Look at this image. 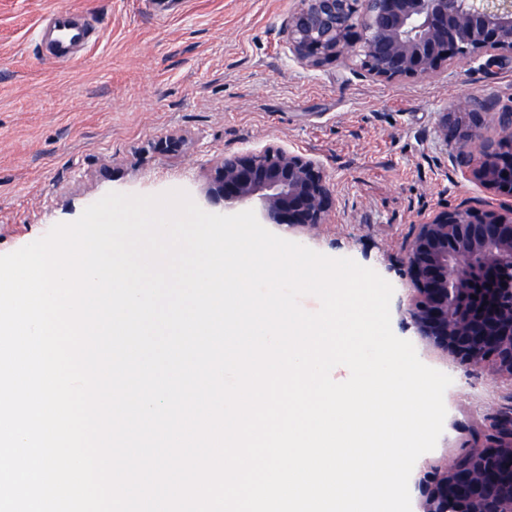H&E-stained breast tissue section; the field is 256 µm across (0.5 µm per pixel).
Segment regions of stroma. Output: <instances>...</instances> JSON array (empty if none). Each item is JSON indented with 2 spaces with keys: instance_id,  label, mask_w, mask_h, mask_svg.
Listing matches in <instances>:
<instances>
[{
  "instance_id": "stroma-1",
  "label": "stroma",
  "mask_w": 512,
  "mask_h": 512,
  "mask_svg": "<svg viewBox=\"0 0 512 512\" xmlns=\"http://www.w3.org/2000/svg\"><path fill=\"white\" fill-rule=\"evenodd\" d=\"M296 0H0V252L70 223L115 191H186L207 212L214 161L275 145L318 159L336 205L289 240L372 268L394 288L391 325L422 362L452 377L444 430L428 459L479 445L512 387L418 340L405 314L407 245L444 205L498 203L453 168L440 115L486 99L512 103V61L465 59L432 79L376 82L356 66L311 69L279 34ZM99 29L87 51L56 64L35 45L58 6ZM179 145L167 150L161 141Z\"/></svg>"
}]
</instances>
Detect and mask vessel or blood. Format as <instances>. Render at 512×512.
<instances>
[{"label":"vessel or blood","mask_w":512,"mask_h":512,"mask_svg":"<svg viewBox=\"0 0 512 512\" xmlns=\"http://www.w3.org/2000/svg\"><path fill=\"white\" fill-rule=\"evenodd\" d=\"M40 36L45 56L65 63L96 41L97 32L85 18L57 9L43 19Z\"/></svg>","instance_id":"vessel-or-blood-1"}]
</instances>
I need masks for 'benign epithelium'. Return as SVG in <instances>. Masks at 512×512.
Returning <instances> with one entry per match:
<instances>
[{
	"mask_svg": "<svg viewBox=\"0 0 512 512\" xmlns=\"http://www.w3.org/2000/svg\"><path fill=\"white\" fill-rule=\"evenodd\" d=\"M302 65L356 62L374 81L426 79L463 59L512 57V0H297L281 30ZM487 113L474 104L444 113L443 138L479 154L460 160L463 175L512 197V105L498 113L499 134L483 136ZM209 198L224 207L258 202L268 224L306 231L335 204L322 163L284 148L226 155L213 169ZM407 315L419 337L463 367L512 379V204L462 202L416 224L407 249ZM494 284L480 303L474 284ZM420 512H512V412L489 419L485 443H463L414 480Z\"/></svg>",
	"mask_w": 512,
	"mask_h": 512,
	"instance_id": "7a95c632",
	"label": "benign epithelium"
}]
</instances>
